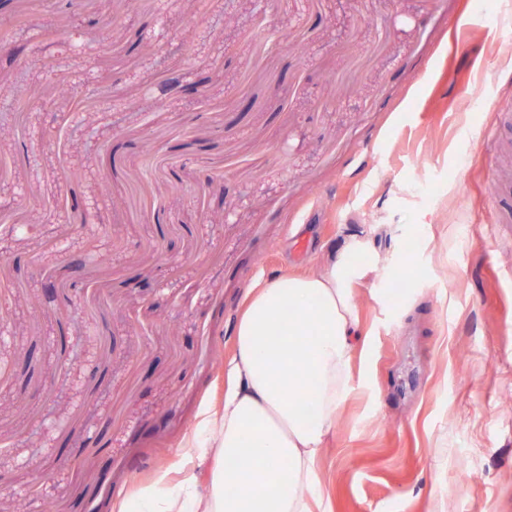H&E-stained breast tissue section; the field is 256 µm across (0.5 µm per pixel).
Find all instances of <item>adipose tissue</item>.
I'll use <instances>...</instances> for the list:
<instances>
[{"label": "adipose tissue", "instance_id": "obj_1", "mask_svg": "<svg viewBox=\"0 0 512 512\" xmlns=\"http://www.w3.org/2000/svg\"><path fill=\"white\" fill-rule=\"evenodd\" d=\"M345 256L256 288L236 327L224 403L201 422L209 447L187 439L178 490L160 512H312L315 464L351 390L361 343ZM314 390L317 416L300 409Z\"/></svg>", "mask_w": 512, "mask_h": 512}]
</instances>
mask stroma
I'll list each match as a JSON object with an SVG mask.
<instances>
[{
    "mask_svg": "<svg viewBox=\"0 0 512 512\" xmlns=\"http://www.w3.org/2000/svg\"><path fill=\"white\" fill-rule=\"evenodd\" d=\"M12 4L0 225L34 229L0 233V314L34 374L0 381V512L36 497L112 512L162 470L177 480L179 445L224 399L251 291L318 271L351 237L367 245L346 254L369 344L315 512H512V220L494 212L512 181V0H270L276 47L252 0H131L114 20L111 0ZM135 24L148 46L131 53ZM169 74L201 96L159 97ZM63 331L81 361L65 362Z\"/></svg>",
    "mask_w": 512,
    "mask_h": 512,
    "instance_id": "35a3bbf8",
    "label": "stroma"
}]
</instances>
